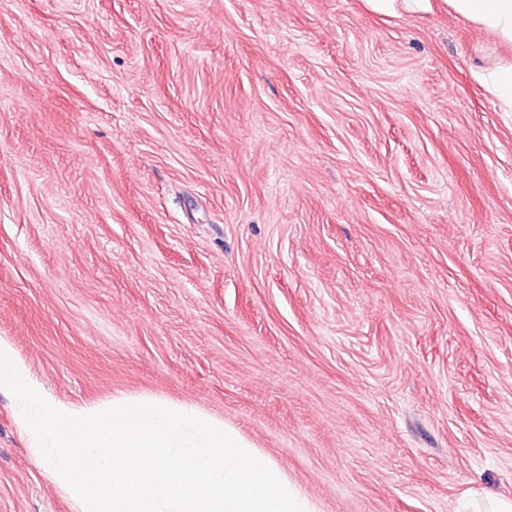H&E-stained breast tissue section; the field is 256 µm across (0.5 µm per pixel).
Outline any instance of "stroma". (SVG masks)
Listing matches in <instances>:
<instances>
[{
    "instance_id": "1",
    "label": "stroma",
    "mask_w": 512,
    "mask_h": 512,
    "mask_svg": "<svg viewBox=\"0 0 512 512\" xmlns=\"http://www.w3.org/2000/svg\"><path fill=\"white\" fill-rule=\"evenodd\" d=\"M445 6L0 0V336L223 420L316 512L512 493V113ZM0 512H75L0 393ZM373 14L384 17L424 16L434 10L435 0H363Z\"/></svg>"
}]
</instances>
